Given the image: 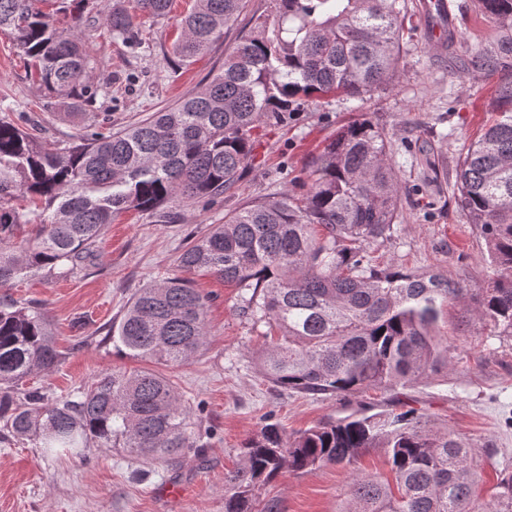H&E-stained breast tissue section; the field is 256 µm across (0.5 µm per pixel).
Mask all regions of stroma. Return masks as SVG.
<instances>
[{"label":"stroma","instance_id":"stroma-1","mask_svg":"<svg viewBox=\"0 0 512 512\" xmlns=\"http://www.w3.org/2000/svg\"><path fill=\"white\" fill-rule=\"evenodd\" d=\"M134 0H90L82 38L90 48L98 84L93 106L69 113L45 97L27 74V60L10 36L0 33V117L25 119L47 143L66 144L84 126L121 129L176 103L224 63L253 17L269 0H248L237 21L209 52L185 66L172 45L189 0H176L168 19L138 17V40L113 38L107 20ZM460 33L438 55L416 30L400 62V76L362 98L312 96L280 121L263 124L254 161L223 200L170 202V221L151 211H129L109 224L100 241L101 260L87 271L32 277L7 294L48 312L65 360L27 383L52 398L87 387L105 371L148 369L170 379L191 411L204 448L177 462L143 464L119 448L91 446L84 457L42 456L31 443L0 442V512H224V475L235 469L244 442L266 421L292 434L371 407L399 403L427 413L441 428L471 443L481 464L477 493L494 505V488L512 475V337L495 336L476 317L480 288L489 273L485 241L456 204V165L464 145L487 121L496 80L467 72L465 51L492 42L494 26L474 0H451ZM369 118L386 130L390 162L403 186L395 233L373 254L376 265L433 271L467 290L440 324L448 338V372L393 390L313 397L272 388L256 363L264 325L246 319L239 290L210 274L195 273L193 285L208 298L207 342L184 365H163L117 351L103 337L132 295L146 284L177 275L175 259L191 233L223 223L254 200L302 192L310 167L342 126ZM147 479H139L141 470ZM390 478L384 449L371 448L355 468L324 465L307 472L283 471L262 486L254 504L261 512L276 500L279 512H342L352 471Z\"/></svg>","mask_w":512,"mask_h":512}]
</instances>
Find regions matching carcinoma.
Segmentation results:
<instances>
[{"instance_id": "obj_1", "label": "carcinoma", "mask_w": 512, "mask_h": 512, "mask_svg": "<svg viewBox=\"0 0 512 512\" xmlns=\"http://www.w3.org/2000/svg\"><path fill=\"white\" fill-rule=\"evenodd\" d=\"M71 12L60 29L42 9ZM88 0H0V30L13 36L29 77L45 93L92 102L90 55L80 37ZM224 69L173 107L120 131L88 125L63 148L0 118V288L42 272L77 273L94 263L96 243L117 214L163 212L175 199L215 203L250 166L254 131L279 120L302 97L361 98L399 77L411 38L407 0H269ZM163 19L173 0H136ZM246 0H191L174 54L191 64L234 23ZM498 30L496 43L473 49L465 68L498 75L494 118L456 165L457 199L485 240L491 275L476 316L512 337V0H476ZM128 41L123 10L107 21ZM385 130L370 119L342 127L312 163L303 194L252 202L192 238L176 258L183 271L208 273L239 290L242 314L268 328L257 355L272 386L346 396L407 386L448 370V338L439 323L464 289L434 272L381 269L371 254L394 233L400 190L388 162ZM31 195L47 214L34 241L10 242L29 223L13 201ZM206 300L186 278L139 289L104 340L119 352L166 365L192 360L205 345ZM65 359L45 311L0 298V441L28 440L46 456L82 454L96 443L145 460H175L198 447L189 411L162 374L104 372L74 397L51 402L39 387L18 391L35 371ZM368 448H384L395 485L352 473L344 512H485L474 495L479 465L471 445L435 428L424 413H352L296 436L267 423L224 476V512H253L259 488L283 470L351 466ZM494 512H512V477L497 484Z\"/></svg>"}]
</instances>
